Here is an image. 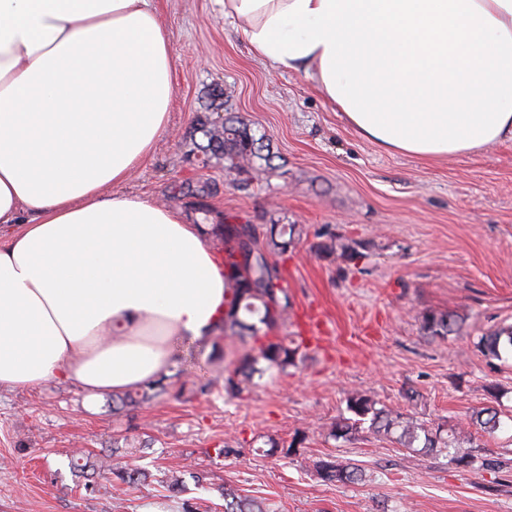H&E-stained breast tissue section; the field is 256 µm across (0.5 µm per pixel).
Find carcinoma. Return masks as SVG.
Masks as SVG:
<instances>
[{
	"mask_svg": "<svg viewBox=\"0 0 512 512\" xmlns=\"http://www.w3.org/2000/svg\"><path fill=\"white\" fill-rule=\"evenodd\" d=\"M207 137V145L200 147L206 157H222L224 165L240 174H250L263 161L270 165V144L265 136H256L251 128L238 116L227 114L224 131L203 130ZM212 234L224 244V276L233 290L229 309L224 317L222 332L246 330L252 337L260 341L259 356L267 363V368L284 372L295 365L299 346L286 336H277L275 329L288 318V293L282 286L283 280L278 265L263 257L255 265L243 266L238 261V252L244 243L256 247L258 227L255 224H214ZM297 234L295 224H271L266 231V250L270 253L283 255L293 244ZM259 316V323L266 328L263 336H258L259 329L245 321L247 316ZM423 329L431 336L458 335L462 324L459 317L450 312L431 313L424 316ZM483 352L494 358L501 357L504 351L512 352V325L493 331L481 339ZM257 359L246 360L232 373L224 377V391L231 395H239L250 383L255 373L254 364ZM165 392L162 380L148 384L141 390L117 396V401L127 407L136 406ZM347 410L352 413L349 418H342L331 429L334 437H343L358 428V425L369 422V429L374 432L393 430L400 431L399 443L405 448H412L416 443H423L428 449L444 448L448 450L451 460L462 466L474 462V455L469 448L460 446L455 433L443 437L440 433L429 431L413 416L398 411L376 408V402L361 392H353L347 398ZM473 424L485 434L493 435L501 425L499 413L490 408L482 409L472 415ZM140 448L128 445L124 455L130 461L110 468L111 474L121 482L137 485L146 481L149 474L134 464ZM316 472L325 481L353 483L362 477V471L356 466L337 460H320L316 464ZM224 512H263L260 504L247 498H240L232 491H224Z\"/></svg>",
	"mask_w": 512,
	"mask_h": 512,
	"instance_id": "cac0c4a2",
	"label": "carcinoma"
}]
</instances>
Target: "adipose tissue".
Wrapping results in <instances>:
<instances>
[{
    "label": "adipose tissue",
    "instance_id": "obj_1",
    "mask_svg": "<svg viewBox=\"0 0 512 512\" xmlns=\"http://www.w3.org/2000/svg\"><path fill=\"white\" fill-rule=\"evenodd\" d=\"M248 54L422 160L512 141V0H220ZM151 0H0V388H139L232 291L198 225L124 193L169 128Z\"/></svg>",
    "mask_w": 512,
    "mask_h": 512
}]
</instances>
